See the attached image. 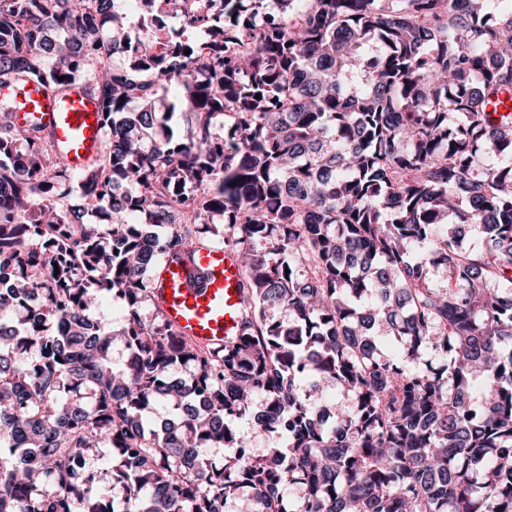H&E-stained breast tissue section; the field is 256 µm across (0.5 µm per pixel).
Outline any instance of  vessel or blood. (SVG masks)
Masks as SVG:
<instances>
[{
    "mask_svg": "<svg viewBox=\"0 0 512 512\" xmlns=\"http://www.w3.org/2000/svg\"><path fill=\"white\" fill-rule=\"evenodd\" d=\"M10 98L18 123L39 125L54 148L74 169L94 162L103 127L97 99L75 85L58 95L44 93L34 80L0 83V99ZM242 271L234 254L210 243L185 258L164 255L153 300L166 321L188 340L205 348H223L241 333Z\"/></svg>",
    "mask_w": 512,
    "mask_h": 512,
    "instance_id": "obj_1",
    "label": "vessel or blood"
}]
</instances>
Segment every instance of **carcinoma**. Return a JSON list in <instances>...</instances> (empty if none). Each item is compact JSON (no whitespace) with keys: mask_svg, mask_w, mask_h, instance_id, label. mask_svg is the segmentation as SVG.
Returning <instances> with one entry per match:
<instances>
[{"mask_svg":"<svg viewBox=\"0 0 512 512\" xmlns=\"http://www.w3.org/2000/svg\"><path fill=\"white\" fill-rule=\"evenodd\" d=\"M97 2L0 0V81L104 111L77 175L0 101V512H512V4ZM214 235L244 332L210 350L152 289ZM98 314L105 324L118 326L124 316L123 304L120 300L110 296L102 298L98 306Z\"/></svg>","mask_w":512,"mask_h":512,"instance_id":"1","label":"carcinoma"}]
</instances>
